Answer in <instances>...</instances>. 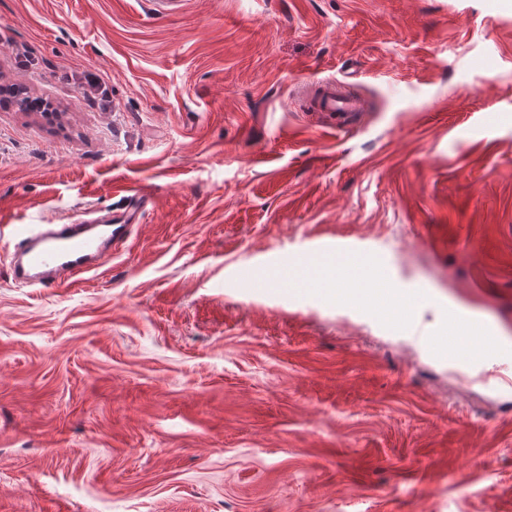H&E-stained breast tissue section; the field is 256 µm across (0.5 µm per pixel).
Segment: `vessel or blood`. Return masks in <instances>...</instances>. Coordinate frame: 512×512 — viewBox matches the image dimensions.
Segmentation results:
<instances>
[{
	"instance_id": "1",
	"label": "vessel or blood",
	"mask_w": 512,
	"mask_h": 512,
	"mask_svg": "<svg viewBox=\"0 0 512 512\" xmlns=\"http://www.w3.org/2000/svg\"><path fill=\"white\" fill-rule=\"evenodd\" d=\"M307 104L312 111L339 119L362 107L358 99L342 93L340 83L332 80L310 82ZM148 202L147 194L135 197L132 209L116 224L105 219L95 223L51 224L45 228L17 225L21 240L11 265L13 280L30 288H48L60 277L91 270L113 243L127 235L138 209Z\"/></svg>"
}]
</instances>
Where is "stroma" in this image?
Masks as SVG:
<instances>
[{
    "label": "stroma",
    "mask_w": 512,
    "mask_h": 512,
    "mask_svg": "<svg viewBox=\"0 0 512 512\" xmlns=\"http://www.w3.org/2000/svg\"><path fill=\"white\" fill-rule=\"evenodd\" d=\"M0 85L59 111L0 107V512H512V359L425 341L512 343V0H0ZM143 189L97 270L12 281L15 225ZM340 249L432 306L280 283ZM340 82L334 80H318L307 85V104L313 112H326L330 117L336 116L337 123H345V119L353 112H359L361 102L342 93ZM342 118V119H341ZM381 297L376 312L389 321L401 322L405 316L413 315L421 306L422 301L430 297L429 291H423L422 297L414 298L407 294L396 281H380Z\"/></svg>",
    "instance_id": "1"
}]
</instances>
